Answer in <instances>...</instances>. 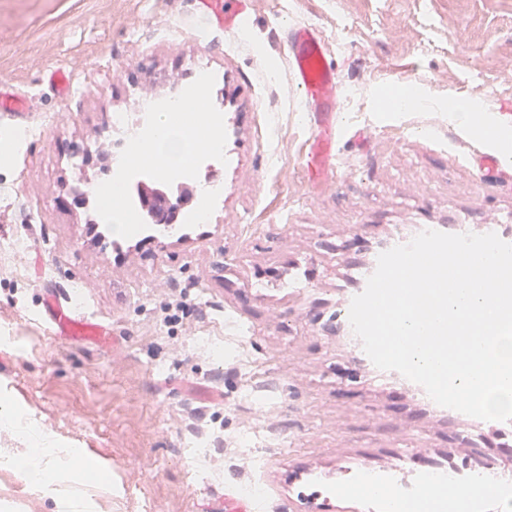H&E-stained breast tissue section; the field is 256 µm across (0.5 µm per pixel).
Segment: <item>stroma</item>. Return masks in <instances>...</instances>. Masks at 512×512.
I'll return each instance as SVG.
<instances>
[{
	"instance_id": "1",
	"label": "stroma",
	"mask_w": 512,
	"mask_h": 512,
	"mask_svg": "<svg viewBox=\"0 0 512 512\" xmlns=\"http://www.w3.org/2000/svg\"><path fill=\"white\" fill-rule=\"evenodd\" d=\"M246 34L219 28L198 0H0V83L25 92L30 134L0 112V512H198L248 482L227 464L260 427L248 388L276 385L277 446L259 476L267 507L306 512L322 484L325 512H376L351 490L334 507L337 472L412 471L512 460V440L435 413L395 376L353 356L331 317L356 241L395 224H452L512 210V177L478 179L473 144L448 119L456 99L512 102V0H246ZM317 27L343 86L342 123L372 129L338 146V169L309 181L311 134L279 28ZM206 64L222 109L224 197L203 224L176 231L108 221L72 189L105 182L98 158L118 134L114 110L188 88ZM67 72L58 98L46 82ZM410 88L428 102L399 111ZM313 268L316 282L285 288ZM108 325L103 345L57 338L40 312L52 291ZM53 471L17 468L36 438ZM87 461H66L70 449Z\"/></svg>"
}]
</instances>
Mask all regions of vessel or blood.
Returning a JSON list of instances; mask_svg holds the SVG:
<instances>
[{"label": "vessel or blood", "instance_id": "b4317fda", "mask_svg": "<svg viewBox=\"0 0 512 512\" xmlns=\"http://www.w3.org/2000/svg\"><path fill=\"white\" fill-rule=\"evenodd\" d=\"M206 5L218 18L223 19L226 29L245 26L246 17L240 0H206ZM280 40L287 49L292 83L301 96L306 124L312 134L307 170L311 180L317 183L322 180L327 165L336 157L337 143L344 134L340 123L341 82L334 62L328 58L327 43L316 27L290 25L281 30ZM28 109L29 101L25 94L7 87L0 88V112L20 115ZM440 230L449 234L493 232L503 241L512 243V217L508 215L495 216L481 224H472L463 218L454 224L441 225ZM376 265L377 259L373 256L355 262L353 284L345 291L336 308L338 323L348 324L351 300L364 291L366 281L375 271ZM44 313L56 336L75 344L101 343L111 334L105 324L52 298L46 299ZM363 476L401 489H421L430 484L447 482L448 469L435 466L412 476L367 470ZM210 512H258V504L254 498L228 489L213 502Z\"/></svg>", "mask_w": 512, "mask_h": 512}]
</instances>
